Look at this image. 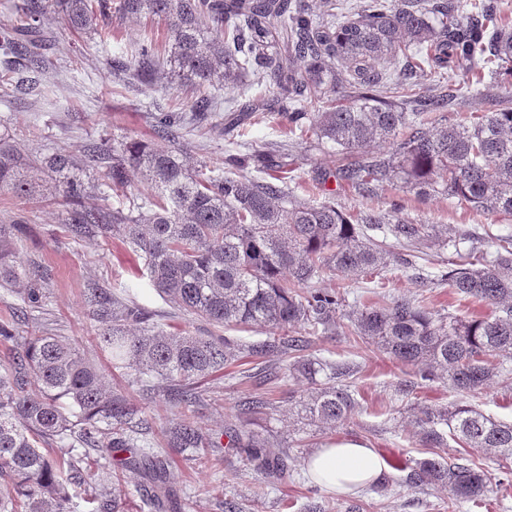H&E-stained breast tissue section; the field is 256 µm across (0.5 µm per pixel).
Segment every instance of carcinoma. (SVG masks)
<instances>
[{"mask_svg": "<svg viewBox=\"0 0 512 512\" xmlns=\"http://www.w3.org/2000/svg\"><path fill=\"white\" fill-rule=\"evenodd\" d=\"M498 0H481L468 14L454 0H366L340 18L312 14L304 0H23L15 20L0 27V54L11 67L0 71V98L16 89V77L54 65L41 31L59 17L76 33H112V14L155 20L164 27V52L152 40L137 45L115 67L151 85L160 66L170 82L196 92L190 112L199 123L217 114L213 90H227L240 111H257L254 82L269 86L291 130L343 156L332 176L341 186L368 194L383 184L421 196L455 199L477 213L512 216V94L508 105L470 123L448 121V104L464 96L470 78L512 87V22L497 15ZM399 63L408 73L450 68L462 82L432 95H413L388 81ZM356 88L346 104L320 109L343 87ZM185 115L155 114V136L177 142ZM378 145L382 153L367 148ZM225 163L267 175H207L182 150L139 140H114L82 157L59 151L34 155L8 135L0 136V187L29 201L52 181L60 192L65 232L73 240L119 237L143 260L147 278L183 313L222 328L253 326L269 340L239 353L276 351L288 358L284 374L305 379L314 392L300 401L309 425L334 429L358 406L350 386L338 383L344 367L301 351L307 336L336 332V314L346 307L345 289L311 288L327 273L344 280L370 278L433 239L456 247L451 268L437 275L454 294L484 301L494 313L461 318L431 310L424 301L378 300L348 314V332L374 343L423 381H446L464 392L479 390L512 360V234H487L484 247L457 249L458 231L436 230L398 216L400 205L371 208L360 218L336 204H310L287 181L288 148L240 142ZM103 168L95 185L82 178ZM144 180L156 197L146 208H88L91 192ZM13 224H0V288L23 303H38L36 275L21 260ZM383 231L378 239L373 231ZM88 315L104 321L97 348L110 367L136 382L165 384L171 416L161 427L163 445L203 460L219 447L197 426L199 385L235 357L223 336H192L156 329L142 306L110 288H90ZM301 328L303 336L288 330ZM0 339L15 342L0 368V512H75L71 490L87 482L80 448L140 472L157 512L171 507L169 458L138 430L139 407L110 389L105 372L80 346L60 336L0 323ZM417 436L425 448H480L512 478V422L473 406L420 408ZM227 447L247 451V460L273 475L288 471L264 453L273 430L225 432ZM410 486L448 489V504L480 505L491 475L457 455L440 453L415 461ZM122 490L104 487L95 512H121Z\"/></svg>", "mask_w": 512, "mask_h": 512, "instance_id": "obj_1", "label": "carcinoma"}]
</instances>
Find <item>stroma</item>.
Segmentation results:
<instances>
[{"mask_svg": "<svg viewBox=\"0 0 512 512\" xmlns=\"http://www.w3.org/2000/svg\"><path fill=\"white\" fill-rule=\"evenodd\" d=\"M112 24L120 33V42L71 32L61 19L52 18L45 31L46 52L54 64L37 74L34 88L19 90L7 101L0 99V133L10 134L41 155L61 147L81 156L101 142L116 138L152 139L155 113L172 107L188 108L194 90L177 85L146 86L129 77L114 76L113 56L122 47H134L157 32L158 26L147 20L134 23L117 18ZM501 95V88L490 82L473 85L469 95L449 104L448 118L467 122L474 115L494 111L501 106ZM232 138L258 144L293 143L291 163L297 194L311 203L331 199L338 208L354 214L394 199L401 203L403 217L417 223L450 224L475 239L489 233L512 234V218L478 214L444 196L419 198L390 188L370 198L352 188H337L331 178L336 167L335 151L309 146L299 133L290 132L286 117L274 109L253 113L244 126L230 134L220 125L188 124L179 145L193 160L219 170ZM53 195L48 183L36 199L25 202L0 189V224L20 223L22 256L48 273L38 307L20 309L14 296L0 291V322L15 321L23 331L47 328L86 342L88 357L103 362V355L89 344L90 338L104 328L87 314L86 291L97 286L131 297L152 312L154 322L164 330L176 328L193 336L218 331L208 322L182 315L147 277L137 275L135 269L143 261L128 246L115 239L106 243L65 239L61 208L53 204ZM451 255L448 249L429 248L414 266L388 271L385 289L359 287L355 293L371 300L384 293L418 296L425 298L432 310L460 317L490 314L491 305L475 299L458 300L447 286L434 283V275ZM218 332L238 344L267 338L265 331L256 328L227 327ZM308 350L325 360L350 366L349 380L359 403L355 415L344 425L326 431L298 422L296 405L304 396V387L279 377L278 355H265L262 362L268 365V372L252 379L242 378L237 367L226 368L214 386L217 401L207 400L197 406L196 421L218 435L230 427L255 431L277 428L284 433L287 445L272 449L271 455L287 460L288 472L278 479L254 470L246 465L239 450L225 447L215 449L214 466L202 472L189 462L176 461L170 481L178 494L194 500L193 512H225L228 502L236 504L240 512H303L307 505L324 507L325 512H451L447 509V490L436 486L411 488L405 483L409 466L429 455L416 435V412L403 395L406 385L414 380L413 374L376 346L341 333L311 337ZM107 381L111 389L121 391L142 407L150 424L147 440L159 439L165 414L162 402L148 399L139 385L121 372L109 373ZM250 397L267 398L271 406L256 414L240 413L241 402ZM418 397L432 405L469 404L495 418L512 421V373L471 393L438 381L420 388ZM336 439L364 442L386 459L390 471L378 488L339 494L311 480L303 467L304 456Z\"/></svg>", "mask_w": 512, "mask_h": 512, "instance_id": "1", "label": "stroma"}]
</instances>
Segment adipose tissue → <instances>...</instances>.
<instances>
[{
  "label": "adipose tissue",
  "instance_id": "obj_1",
  "mask_svg": "<svg viewBox=\"0 0 512 512\" xmlns=\"http://www.w3.org/2000/svg\"><path fill=\"white\" fill-rule=\"evenodd\" d=\"M310 477L328 490L349 494L380 481L387 472L378 452L357 441L336 440L309 457Z\"/></svg>",
  "mask_w": 512,
  "mask_h": 512
}]
</instances>
